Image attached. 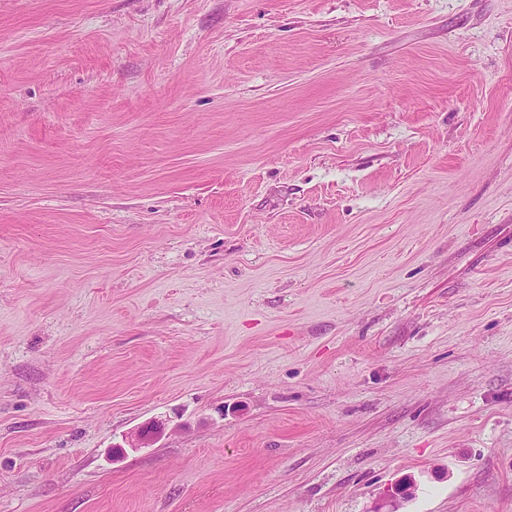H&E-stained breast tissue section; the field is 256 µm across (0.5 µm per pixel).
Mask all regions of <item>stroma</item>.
<instances>
[{
	"instance_id": "stroma-1",
	"label": "stroma",
	"mask_w": 512,
	"mask_h": 512,
	"mask_svg": "<svg viewBox=\"0 0 512 512\" xmlns=\"http://www.w3.org/2000/svg\"><path fill=\"white\" fill-rule=\"evenodd\" d=\"M405 480L512 512V0H0V512Z\"/></svg>"
}]
</instances>
